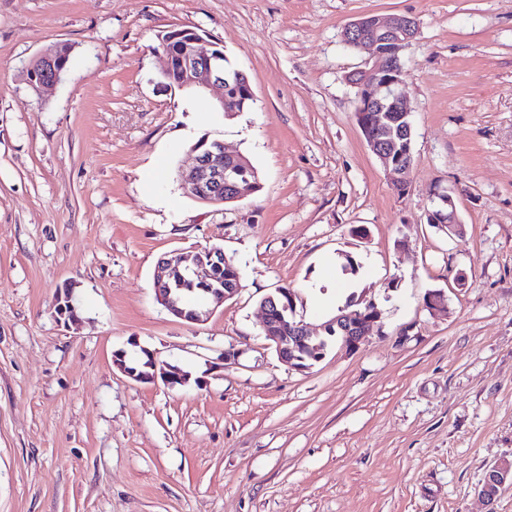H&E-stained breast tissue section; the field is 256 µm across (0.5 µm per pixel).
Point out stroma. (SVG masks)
I'll return each instance as SVG.
<instances>
[{
	"label": "stroma",
	"mask_w": 512,
	"mask_h": 512,
	"mask_svg": "<svg viewBox=\"0 0 512 512\" xmlns=\"http://www.w3.org/2000/svg\"><path fill=\"white\" fill-rule=\"evenodd\" d=\"M368 13L419 25L401 193L347 81L367 56L342 29ZM178 28L247 75L248 111L167 84L152 48ZM54 44L73 62L35 91L28 69ZM204 137L249 156L260 191L185 197ZM436 189L463 234L428 223ZM211 245L241 288L191 324L156 301L154 267ZM281 287L308 323L365 296L383 327L294 369L262 330L259 301ZM66 289L75 330L54 316ZM143 347L188 383L114 366ZM505 458L512 0H0V512H512V488L480 495ZM144 353L148 358L146 367L151 369L152 372H138L147 370L144 367L146 361L142 364L140 369H137L138 371L128 368L125 363V354L122 351L113 354L112 361L119 371L140 383H156L160 379L161 382L168 387H175L176 385H182L186 382V376L180 368L167 362L158 361L154 353L148 350H144Z\"/></svg>",
	"instance_id": "obj_1"
}]
</instances>
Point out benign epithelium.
<instances>
[{"instance_id": "7a95c632", "label": "benign epithelium", "mask_w": 512, "mask_h": 512, "mask_svg": "<svg viewBox=\"0 0 512 512\" xmlns=\"http://www.w3.org/2000/svg\"><path fill=\"white\" fill-rule=\"evenodd\" d=\"M418 34L415 18L396 15L382 18L364 15L349 23L343 30V42L349 47L368 52L365 67L349 76L356 88V119L369 149L385 166L394 172L405 173L413 165V157L404 162L395 156L379 138L372 134V127L382 105L389 101L405 119V129L412 128V112L407 107L405 84L402 78L403 64H384V58L403 52ZM154 52L163 57V77L171 86L178 88L202 85L224 90L227 84L224 73V50L218 43L204 38L194 30L181 29L159 37V46ZM67 52L56 45L46 49L32 63L28 77L30 84L44 88L58 83L66 71L64 59ZM193 154L191 169L180 175V186L185 195L203 202L220 204L224 202V188H232L235 200L243 199L253 192L250 183H239L232 179L224 160L234 158L221 141L213 142L212 148L202 152L200 147L190 149ZM434 209L428 213V223L435 224L457 234L461 222L457 217L454 199L446 191L436 190L432 194ZM221 263L209 258L193 259V254L176 252L160 258L153 275L154 293L157 302L170 312L185 317L179 304L178 290L185 281L198 284L217 304L234 297L239 291L238 279L218 280L214 271ZM283 291L267 295L261 303L263 311L262 328L269 345L277 356L288 365L299 370L311 368L325 358L331 344L340 349L355 352L366 341L375 327H380L382 313L376 303L369 300L364 305L350 310L342 307L335 316L316 326L297 317L295 293H288V299L280 301ZM54 314L64 327H70L77 317L73 295L66 290L58 295ZM149 371L138 372L128 368L125 354H113V365L131 379L140 383L158 381L169 387L182 385L186 376L180 368L167 362H160L154 353L145 351ZM507 486H512V461L493 466L484 480L481 494L492 503Z\"/></svg>"}]
</instances>
